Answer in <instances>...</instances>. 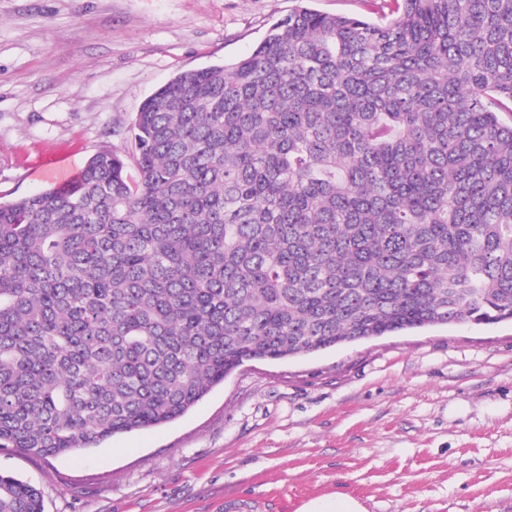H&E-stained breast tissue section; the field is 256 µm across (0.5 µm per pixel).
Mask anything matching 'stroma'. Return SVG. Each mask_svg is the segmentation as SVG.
I'll list each match as a JSON object with an SVG mask.
<instances>
[{
	"label": "stroma",
	"instance_id": "1",
	"mask_svg": "<svg viewBox=\"0 0 512 512\" xmlns=\"http://www.w3.org/2000/svg\"><path fill=\"white\" fill-rule=\"evenodd\" d=\"M295 0H0V202L130 152L175 75L250 54ZM44 512H512V321L252 360L182 417L56 457L0 451ZM295 512H368L362 502L347 493L336 492L329 496L303 503Z\"/></svg>",
	"mask_w": 512,
	"mask_h": 512
}]
</instances>
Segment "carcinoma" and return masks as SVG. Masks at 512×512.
Segmentation results:
<instances>
[{
  "mask_svg": "<svg viewBox=\"0 0 512 512\" xmlns=\"http://www.w3.org/2000/svg\"><path fill=\"white\" fill-rule=\"evenodd\" d=\"M132 152L0 203V449L160 426L252 359L512 319V0L303 5ZM0 512H43L0 472ZM313 6L321 12L329 14H349L371 18L375 22H379L385 16H388V9L369 7L364 0H315Z\"/></svg>",
  "mask_w": 512,
  "mask_h": 512,
  "instance_id": "carcinoma-1",
  "label": "carcinoma"
}]
</instances>
